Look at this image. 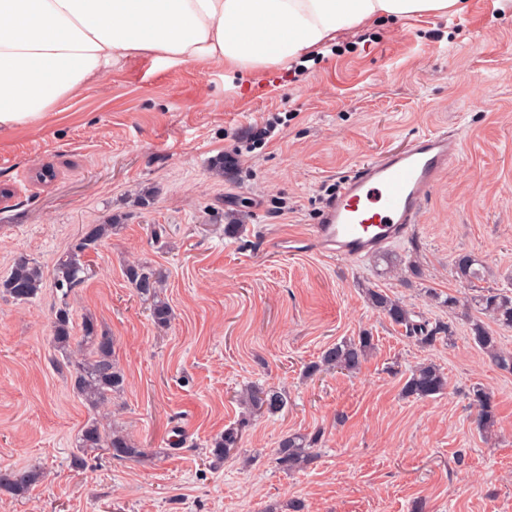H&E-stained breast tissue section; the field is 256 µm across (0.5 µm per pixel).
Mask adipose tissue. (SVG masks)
Instances as JSON below:
<instances>
[{"instance_id":"obj_1","label":"adipose tissue","mask_w":512,"mask_h":512,"mask_svg":"<svg viewBox=\"0 0 512 512\" xmlns=\"http://www.w3.org/2000/svg\"><path fill=\"white\" fill-rule=\"evenodd\" d=\"M467 0H0V130L47 110L112 65L153 54L220 64L248 81L384 17L462 11Z\"/></svg>"}]
</instances>
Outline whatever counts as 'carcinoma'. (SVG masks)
Returning a JSON list of instances; mask_svg holds the SVG:
<instances>
[{
  "label": "carcinoma",
  "instance_id": "1",
  "mask_svg": "<svg viewBox=\"0 0 512 512\" xmlns=\"http://www.w3.org/2000/svg\"><path fill=\"white\" fill-rule=\"evenodd\" d=\"M112 224H91L81 236V243L72 245L57 262L54 276L55 286L68 291L80 286L87 278L88 264L85 257L98 247L112 231ZM454 274L462 283L474 285L481 279V260L471 253H461L452 261ZM125 276L130 285L144 296L152 298L151 315L154 322L165 327L171 323L173 310L168 302L158 298L163 287L165 273L162 269L146 263H132L126 267ZM44 283L41 266L27 255L21 254L13 261L9 275L0 280V294L17 302H28L37 297ZM368 303L389 322L404 330L405 337L422 348L451 340L454 335L451 322L431 321L409 308L402 301L390 297L380 288H367ZM476 315L470 323L474 343L499 369L512 372V352L500 346L498 336L481 320L485 315L496 324L512 328V292L495 288H481L472 298ZM51 343L64 360L75 366L71 377L72 391L90 411H97L121 391L125 374L113 360L114 344L112 335L98 327L96 321L87 316L81 324V336H74L69 308H59L53 320ZM373 336L364 332L357 337L344 339L323 351L320 362L307 367L314 373L325 366L340 370L356 371L373 349ZM447 377L440 366L426 362L411 370L403 386V395L425 399L444 393ZM477 408L476 424L487 432L495 424L496 403L492 392L475 387L471 392ZM245 402L256 410L273 413L286 406L284 395L275 390L249 388ZM321 440V432L313 434H289L279 443L276 460L279 467L289 473L306 467L316 458L315 447ZM239 444V427L232 426L217 435L212 443L213 455L219 459L233 455ZM78 454L73 464L84 465L82 453L88 448H106L112 458L152 465L160 453L139 446L128 435L114 430L102 432L97 417H90L81 430L76 445ZM44 479V472L34 467H21L0 471V494L23 497L29 494Z\"/></svg>",
  "mask_w": 512,
  "mask_h": 512
}]
</instances>
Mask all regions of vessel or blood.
<instances>
[{
  "label": "vessel or blood",
  "instance_id": "1",
  "mask_svg": "<svg viewBox=\"0 0 512 512\" xmlns=\"http://www.w3.org/2000/svg\"><path fill=\"white\" fill-rule=\"evenodd\" d=\"M459 150L457 136L427 132L403 150L360 164L339 183L311 230L312 243L323 254L355 261L404 239Z\"/></svg>",
  "mask_w": 512,
  "mask_h": 512
}]
</instances>
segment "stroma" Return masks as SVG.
I'll return each instance as SVG.
<instances>
[{"label":"stroma","instance_id":"stroma-1","mask_svg":"<svg viewBox=\"0 0 512 512\" xmlns=\"http://www.w3.org/2000/svg\"><path fill=\"white\" fill-rule=\"evenodd\" d=\"M269 120L274 136L259 139ZM441 128L460 153L420 224L389 245L396 271L309 245L357 165ZM45 166L54 178L32 180ZM0 188V279L20 254L46 273L32 301L0 296V469L46 474L26 496H0V512H512V372L425 294L469 299L452 271L468 252L483 262L482 287L512 291V0L343 29L248 89L220 65L145 56L108 68L40 124L0 131ZM91 224L115 230L62 296L53 268ZM134 261L165 271L169 326L129 285ZM368 286L452 321V340L409 341L368 304ZM64 305L109 330L126 377L98 418L162 461L90 448L74 467L90 412L51 343ZM365 331L374 348L359 371L306 376L327 346ZM429 361L447 389L405 397L411 369ZM478 385L497 404L486 433L470 399ZM250 386L284 393L286 407L251 411L240 400ZM236 425L237 454L214 463L211 439ZM317 431L314 463L277 466L284 436Z\"/></svg>","mask_w":512,"mask_h":512}]
</instances>
